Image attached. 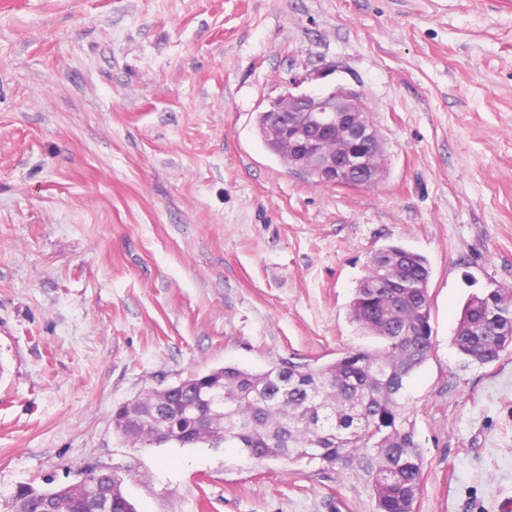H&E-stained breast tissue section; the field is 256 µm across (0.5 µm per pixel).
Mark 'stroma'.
<instances>
[{
  "label": "stroma",
  "mask_w": 512,
  "mask_h": 512,
  "mask_svg": "<svg viewBox=\"0 0 512 512\" xmlns=\"http://www.w3.org/2000/svg\"><path fill=\"white\" fill-rule=\"evenodd\" d=\"M337 85L383 138L369 188L257 133ZM390 244L431 267L415 512H512V352L451 345L470 295L512 289V0H0V493L96 465L138 512H376L357 465L137 451L112 410L376 347L349 304Z\"/></svg>",
  "instance_id": "1"
}]
</instances>
